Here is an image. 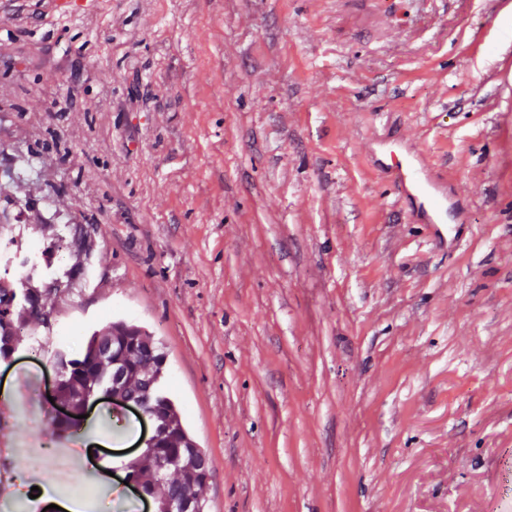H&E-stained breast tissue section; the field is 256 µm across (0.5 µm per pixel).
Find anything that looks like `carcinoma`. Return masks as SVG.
Masks as SVG:
<instances>
[{
    "instance_id": "obj_1",
    "label": "carcinoma",
    "mask_w": 512,
    "mask_h": 512,
    "mask_svg": "<svg viewBox=\"0 0 512 512\" xmlns=\"http://www.w3.org/2000/svg\"><path fill=\"white\" fill-rule=\"evenodd\" d=\"M89 248L88 235L78 228L71 237L57 238L51 249ZM53 302V289L37 288L30 282L0 278V361L7 360L14 350L28 339L31 325L45 321ZM124 360L128 372L122 387L129 395L140 397L147 408L157 414L164 431L146 455L127 466L129 476L137 480L144 492L154 494L163 485L158 504L167 512L168 502H192L194 512H203L202 492L211 477L208 458L188 436L182 415L174 402L163 392L161 379L165 356L151 334L124 322H114L92 335L82 355L76 359L60 353L57 365L62 383L56 399L75 411L83 407L90 395L112 396L107 381L112 376V360Z\"/></svg>"
}]
</instances>
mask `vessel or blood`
Returning <instances> with one entry per match:
<instances>
[{"instance_id": "1", "label": "vessel or blood", "mask_w": 512, "mask_h": 512, "mask_svg": "<svg viewBox=\"0 0 512 512\" xmlns=\"http://www.w3.org/2000/svg\"><path fill=\"white\" fill-rule=\"evenodd\" d=\"M384 166L390 179L387 183L395 201L413 200L406 210L408 223L428 225L436 240H444L447 227L441 219L448 210V179L437 162L423 153L395 154L386 152Z\"/></svg>"}]
</instances>
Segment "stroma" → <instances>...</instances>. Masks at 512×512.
I'll return each mask as SVG.
<instances>
[{"mask_svg": "<svg viewBox=\"0 0 512 512\" xmlns=\"http://www.w3.org/2000/svg\"><path fill=\"white\" fill-rule=\"evenodd\" d=\"M0 0V234L93 228L0 387V502L53 468L101 512L150 420L45 395L56 354L117 320L209 456L207 512H482L512 497V0ZM435 156L451 239L383 192L381 143ZM102 443L95 458L86 442ZM54 448L74 449L69 461Z\"/></svg>", "mask_w": 512, "mask_h": 512, "instance_id": "35a3bbf8", "label": "stroma"}]
</instances>
